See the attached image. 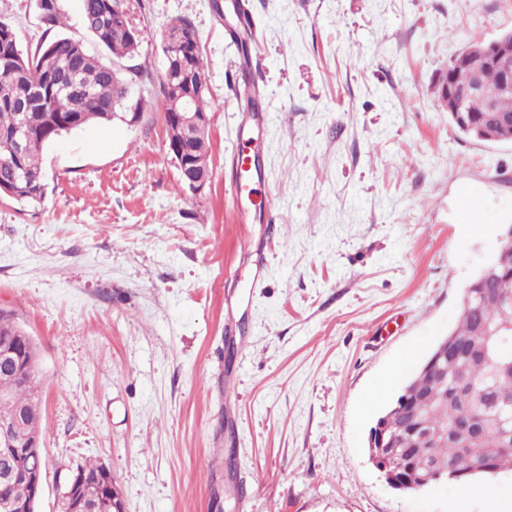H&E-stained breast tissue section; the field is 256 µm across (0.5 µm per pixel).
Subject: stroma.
Returning a JSON list of instances; mask_svg holds the SVG:
<instances>
[{"instance_id": "obj_1", "label": "stroma", "mask_w": 512, "mask_h": 512, "mask_svg": "<svg viewBox=\"0 0 512 512\" xmlns=\"http://www.w3.org/2000/svg\"><path fill=\"white\" fill-rule=\"evenodd\" d=\"M214 0H132L136 119L42 150L47 193L0 198V310L40 349L37 512L69 463L105 464L124 512H512V472L389 487L368 457L371 397L403 351L423 362L512 224V142L461 134L435 85L466 45L512 32V0H248L260 156L276 221L231 186L236 90L250 78ZM22 49L35 0H0ZM193 21L212 103L210 172L167 153L162 35ZM479 219L467 222L468 215ZM262 249L255 280L250 254Z\"/></svg>"}]
</instances>
